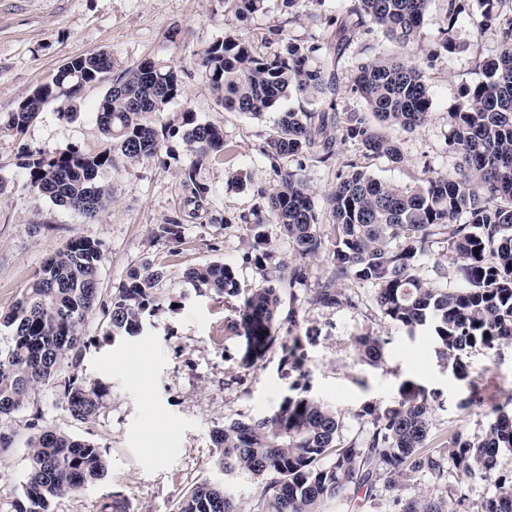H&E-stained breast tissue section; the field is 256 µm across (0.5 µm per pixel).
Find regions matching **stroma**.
Wrapping results in <instances>:
<instances>
[{"label": "stroma", "instance_id": "stroma-1", "mask_svg": "<svg viewBox=\"0 0 512 512\" xmlns=\"http://www.w3.org/2000/svg\"><path fill=\"white\" fill-rule=\"evenodd\" d=\"M342 6L343 0H302L292 10L285 0H265L263 10L241 19L228 0H0V112L49 82L69 58L105 51L122 70L152 57L178 67L185 92L170 104L164 119L192 110L199 121L220 126L226 142L223 159L195 166L181 137L174 136L164 140L157 159L102 173L112 204L90 221L23 190L17 144L0 131V176L8 181L0 195V313L22 296L45 259L75 236L101 245L102 303H110L129 270L147 260L169 273L166 290L184 297L180 307H165L148 317L143 333L134 338L109 341L98 321L88 323L92 345L61 375L75 374L89 384L100 381L109 391L96 416L85 422L65 410L60 381L40 387L11 416L7 430L13 442L0 451V512H14L29 467L27 443L47 427L98 445L109 463L103 480L56 500L52 512H105L116 496L124 500L126 512H175L183 492L200 483L224 486L238 512H257V482L224 473L211 435L233 420L257 419L275 410L298 375L282 366L276 348L254 365L240 366L242 341L225 327L232 311L223 297L196 293L183 273L221 260L235 267L242 288L260 283L259 271L246 260L243 218L258 205L260 191L274 183L263 146L278 113L272 110L256 120L225 110L196 54L228 32L249 40L262 54L283 51L291 39L325 50L336 40L335 20ZM447 13L448 0H431L421 27L425 52L419 62L434 105L423 126L395 131L403 162L366 159L355 142L338 144L342 155L362 160L376 179L406 186L453 166L447 146L448 109L465 87L481 80L475 58L496 54L498 33L483 27L479 12L470 9L459 16L457 27L462 40H476V49L440 51ZM396 50L378 30L352 42L335 69L337 110H363L351 92L358 66L375 54ZM107 88L104 82L85 87L76 102L77 116L69 121L59 118L55 105L46 106L29 126L27 143L49 154L71 146L103 148L94 106ZM190 165L196 181L209 190L199 205L183 185L182 170ZM283 165L297 171L316 203L324 204L336 184L335 165L296 157ZM239 170L246 175L244 185L229 186V174ZM174 217L183 224L181 242L156 240V225ZM358 295L362 306L357 310L310 307L305 312L308 326L317 331L315 342L306 348L310 393L341 415L343 438L361 433L354 414L362 403L394 400L406 379L437 395L428 442L432 448L440 447L453 429H485L481 409L461 406L471 386H478L491 402L512 400V343L500 344L490 356L480 348L470 350L465 357L468 376L461 380L449 370L432 336L424 331L408 334L383 319L370 289H359ZM367 331L385 342L381 367L361 362L349 346L351 336ZM492 490L491 483L464 482L452 470L440 488L416 478L405 492L434 491L451 500L464 498L471 506Z\"/></svg>", "mask_w": 512, "mask_h": 512}]
</instances>
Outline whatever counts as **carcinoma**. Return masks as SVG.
<instances>
[{"label":"carcinoma","instance_id":"cac0c4a2","mask_svg":"<svg viewBox=\"0 0 512 512\" xmlns=\"http://www.w3.org/2000/svg\"><path fill=\"white\" fill-rule=\"evenodd\" d=\"M263 2L231 0L238 16L261 11ZM429 3L344 0L336 51L374 28L399 47L417 42ZM474 6L483 25L498 31L499 52L478 58L483 79L465 88L448 108V151L458 158L456 169L402 187L368 175L353 159L344 160L327 195V223L307 184L278 160L301 156L329 164L338 159L340 132L343 140L362 146L364 157L400 162L398 143L383 129L409 131L428 120L433 93L420 66L400 54L380 53L358 68L351 90L376 118L372 124L362 112L336 111V57L314 56L315 46L290 42L282 52L261 55L250 42L226 33L197 53L227 110L259 119L291 97L322 105L280 113L263 147L273 160L275 184L271 191L259 192L262 205L245 224L247 260L261 272V284L242 289L236 271L222 261L184 273L196 291L224 297L234 312L230 328L243 338L240 366H252L277 346L281 364L299 373L291 386L295 394L276 410L212 433L218 465L259 481L262 512H322L325 503L344 498L360 508L374 499L379 482L394 493L388 512H452L442 496L399 494L404 482L419 475L443 482L450 463L463 481L479 478L495 485V492L473 505V512H512V473L499 469L500 457L512 454V408L495 404L485 412L488 424L482 433L458 428L442 447L430 448L434 397L405 380L392 402L363 403L355 418L368 430L359 439L344 441L339 413L310 396L309 386L301 382L305 342L314 336V329H302V308H359L358 294L341 288L346 283L371 289L383 318L411 333L430 330L442 356L463 378L468 350L480 347L491 354L501 342L512 340V0H476ZM474 6L450 0L443 51L470 47L459 41L456 23ZM113 67L106 52L69 59L50 82L0 113V130L21 137L49 104L59 105L61 118H74L82 90L105 81ZM183 95L177 68L164 61L149 57L123 70L95 106L105 147L47 154L21 141L16 166L22 170V187L95 220L112 202L110 188L97 182L98 175L157 158L167 132L182 134L194 157L183 175L194 181L198 163L224 154V131L197 121L190 110L168 127L157 128V118ZM271 225L288 240L291 261L276 259L270 249ZM154 235L177 243L182 223L172 219L159 224ZM435 246L460 264L465 286L439 288L423 276V261ZM320 254L329 265L325 276L315 274L309 264ZM102 259L99 242L69 239L0 315V327L8 330L0 345L1 449L11 442L6 420L88 346L86 322L99 315L108 338L135 337L163 304L184 299L163 293L166 270L147 262L129 271L112 293L110 306L103 308ZM350 347L371 367L385 362L384 342L377 335L355 334ZM106 393L101 382L87 384L72 375L64 381L62 398L70 416L83 422L97 414ZM28 458L15 512H49L54 499L103 479L108 470L99 446L51 428L30 440ZM177 512L236 510L224 488L203 483L181 495Z\"/></svg>","mask_w":512,"mask_h":512}]
</instances>
